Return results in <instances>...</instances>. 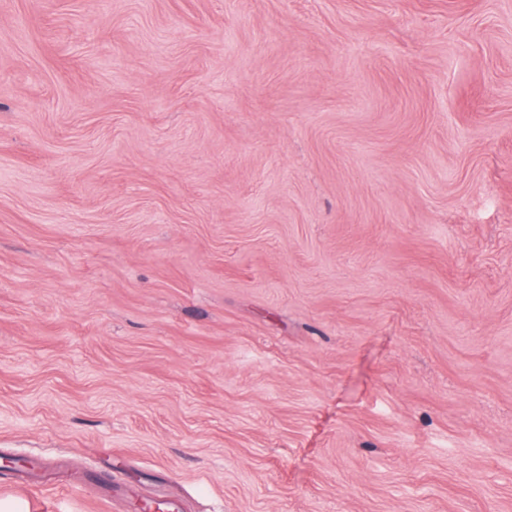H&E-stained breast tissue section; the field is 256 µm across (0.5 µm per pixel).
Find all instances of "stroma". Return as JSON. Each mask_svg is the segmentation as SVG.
<instances>
[{"instance_id": "1", "label": "stroma", "mask_w": 512, "mask_h": 512, "mask_svg": "<svg viewBox=\"0 0 512 512\" xmlns=\"http://www.w3.org/2000/svg\"><path fill=\"white\" fill-rule=\"evenodd\" d=\"M0 496L512 512V0H0Z\"/></svg>"}]
</instances>
